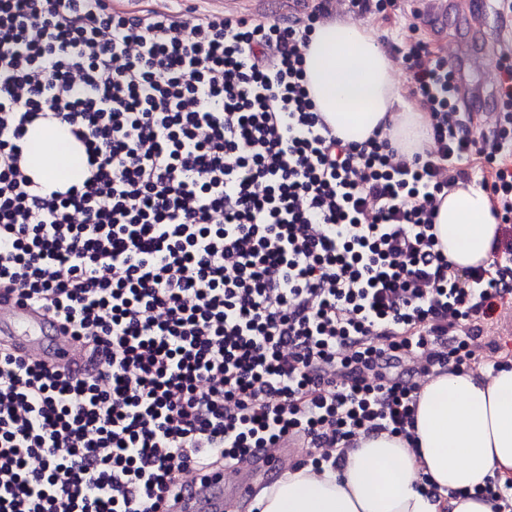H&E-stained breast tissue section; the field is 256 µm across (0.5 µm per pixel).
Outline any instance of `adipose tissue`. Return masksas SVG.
Here are the masks:
<instances>
[{"mask_svg":"<svg viewBox=\"0 0 512 512\" xmlns=\"http://www.w3.org/2000/svg\"><path fill=\"white\" fill-rule=\"evenodd\" d=\"M304 68L316 109L338 137L362 143L373 133L411 154L431 142L430 114L401 106L395 64L375 27L315 24ZM26 165L46 189L78 183L85 157L69 132L45 121L30 128ZM489 195L459 187L442 200L435 232L455 269L492 261L499 228ZM512 485V361L488 375L462 369L426 378L418 394L413 441L363 434L343 449L338 468L285 471L257 491V512H496L476 495L486 479ZM434 483L437 496L421 488Z\"/></svg>","mask_w":512,"mask_h":512,"instance_id":"ef3b65f1","label":"adipose tissue"}]
</instances>
